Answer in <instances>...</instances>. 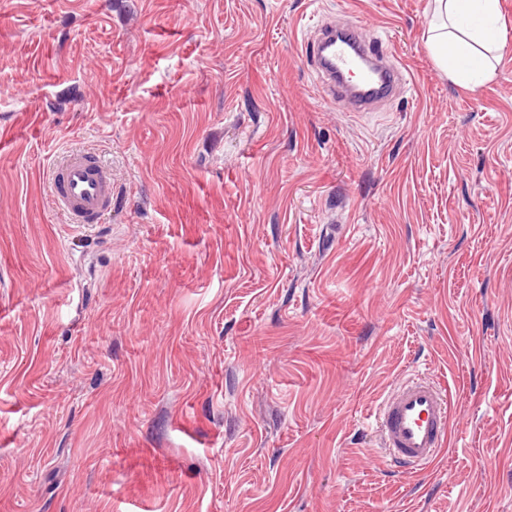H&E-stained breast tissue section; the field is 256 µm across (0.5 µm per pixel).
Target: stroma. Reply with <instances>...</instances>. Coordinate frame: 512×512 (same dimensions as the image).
<instances>
[{
    "instance_id": "1",
    "label": "stroma",
    "mask_w": 512,
    "mask_h": 512,
    "mask_svg": "<svg viewBox=\"0 0 512 512\" xmlns=\"http://www.w3.org/2000/svg\"><path fill=\"white\" fill-rule=\"evenodd\" d=\"M490 82L429 0H0V512H512V0ZM324 20L407 81L327 101ZM112 168L72 228L48 173ZM453 395L417 476L376 455L406 375ZM50 190L67 224H101L112 213V172L97 152L71 151L51 169Z\"/></svg>"
}]
</instances>
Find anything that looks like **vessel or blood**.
Wrapping results in <instances>:
<instances>
[{"instance_id": "1", "label": "vessel or blood", "mask_w": 512, "mask_h": 512, "mask_svg": "<svg viewBox=\"0 0 512 512\" xmlns=\"http://www.w3.org/2000/svg\"><path fill=\"white\" fill-rule=\"evenodd\" d=\"M306 55L333 100H351L355 111L371 112L405 84L404 73L377 38L332 22L317 25ZM55 208L67 223L83 227L103 223L112 211V172L97 152L71 151L50 171ZM450 402L447 393L422 373L398 383L376 412L379 448L393 471H425L446 447Z\"/></svg>"}]
</instances>
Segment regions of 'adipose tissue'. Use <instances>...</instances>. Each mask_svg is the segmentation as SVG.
<instances>
[{
    "label": "adipose tissue",
    "instance_id": "1",
    "mask_svg": "<svg viewBox=\"0 0 512 512\" xmlns=\"http://www.w3.org/2000/svg\"><path fill=\"white\" fill-rule=\"evenodd\" d=\"M499 20V0H432L427 47L454 83L476 88L494 78Z\"/></svg>",
    "mask_w": 512,
    "mask_h": 512
}]
</instances>
